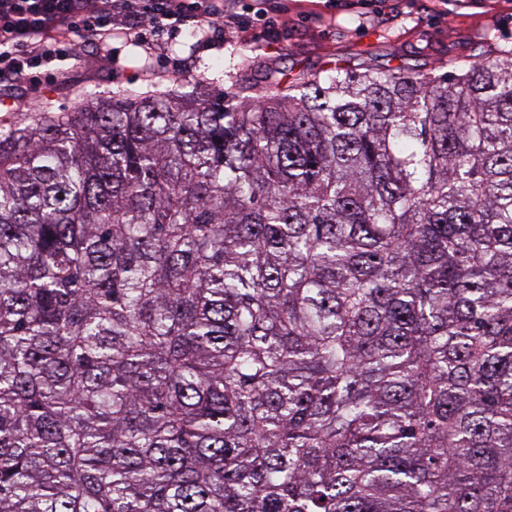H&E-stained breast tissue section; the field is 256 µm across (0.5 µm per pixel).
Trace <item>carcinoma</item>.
Here are the masks:
<instances>
[{
	"mask_svg": "<svg viewBox=\"0 0 512 512\" xmlns=\"http://www.w3.org/2000/svg\"><path fill=\"white\" fill-rule=\"evenodd\" d=\"M0 512H512V45L18 114Z\"/></svg>",
	"mask_w": 512,
	"mask_h": 512,
	"instance_id": "1",
	"label": "carcinoma"
}]
</instances>
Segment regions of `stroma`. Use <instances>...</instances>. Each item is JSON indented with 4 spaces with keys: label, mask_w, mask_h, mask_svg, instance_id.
I'll return each instance as SVG.
<instances>
[{
    "label": "stroma",
    "mask_w": 512,
    "mask_h": 512,
    "mask_svg": "<svg viewBox=\"0 0 512 512\" xmlns=\"http://www.w3.org/2000/svg\"><path fill=\"white\" fill-rule=\"evenodd\" d=\"M262 2L265 21L243 25L211 46L185 30L166 36L148 58L117 37L107 47H88L85 67L76 69L65 44H56L54 60L32 70L28 82L54 111L68 112L78 96L143 92L154 79L168 89L189 71L214 90L257 81L272 63L291 78L326 72L339 61L403 60L445 72L449 61L474 59L483 39L512 43V0Z\"/></svg>",
    "instance_id": "1"
}]
</instances>
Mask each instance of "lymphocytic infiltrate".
Returning <instances> with one entry per match:
<instances>
[{
    "label": "lymphocytic infiltrate",
    "mask_w": 512,
    "mask_h": 512,
    "mask_svg": "<svg viewBox=\"0 0 512 512\" xmlns=\"http://www.w3.org/2000/svg\"><path fill=\"white\" fill-rule=\"evenodd\" d=\"M234 21L224 0H0V83H24L59 39L78 62L90 42L104 45L121 36L146 44L182 30L203 39Z\"/></svg>",
    "instance_id": "f902f5d3"
}]
</instances>
